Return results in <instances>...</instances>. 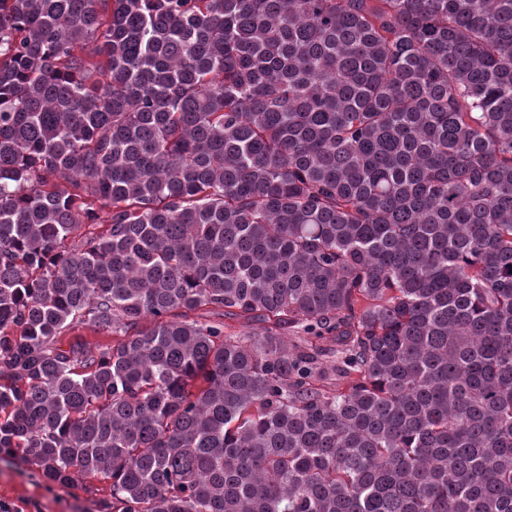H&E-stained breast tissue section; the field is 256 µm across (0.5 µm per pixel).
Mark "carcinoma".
<instances>
[{"instance_id": "carcinoma-1", "label": "carcinoma", "mask_w": 512, "mask_h": 512, "mask_svg": "<svg viewBox=\"0 0 512 512\" xmlns=\"http://www.w3.org/2000/svg\"><path fill=\"white\" fill-rule=\"evenodd\" d=\"M2 455L512 512V0H0Z\"/></svg>"}]
</instances>
